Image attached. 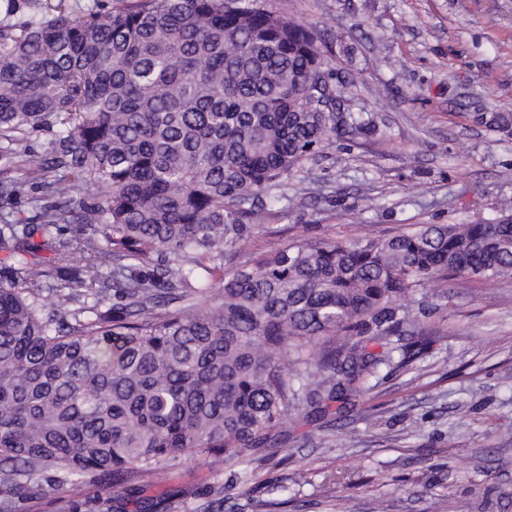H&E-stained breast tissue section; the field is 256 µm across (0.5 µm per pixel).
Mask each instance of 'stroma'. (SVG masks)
Instances as JSON below:
<instances>
[{"label":"stroma","mask_w":512,"mask_h":512,"mask_svg":"<svg viewBox=\"0 0 512 512\" xmlns=\"http://www.w3.org/2000/svg\"><path fill=\"white\" fill-rule=\"evenodd\" d=\"M326 38L334 78L355 79L350 108L371 136L333 139L292 181L296 209L269 211L243 252L295 237L386 236L414 224H470L512 203V0H271ZM430 333L405 339L403 365L380 368L347 409L275 428L247 465L208 469L194 456L146 496L171 512H512V280L460 277L418 287ZM121 475L64 482L43 473L27 491L0 482L12 512H141Z\"/></svg>","instance_id":"obj_1"}]
</instances>
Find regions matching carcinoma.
I'll use <instances>...</instances> for the list:
<instances>
[{"label":"carcinoma","instance_id":"obj_1","mask_svg":"<svg viewBox=\"0 0 512 512\" xmlns=\"http://www.w3.org/2000/svg\"><path fill=\"white\" fill-rule=\"evenodd\" d=\"M318 42L270 0L5 5L0 152L40 195L39 223L0 219V481L126 471L162 485L183 454L219 469L288 415L368 393L392 338L428 334L405 304L417 287L512 278L511 205L487 222L295 239L224 271L268 208L294 202L302 161L363 130L323 106L318 85L334 103L353 83L333 82ZM113 295L124 304L104 309Z\"/></svg>","mask_w":512,"mask_h":512}]
</instances>
